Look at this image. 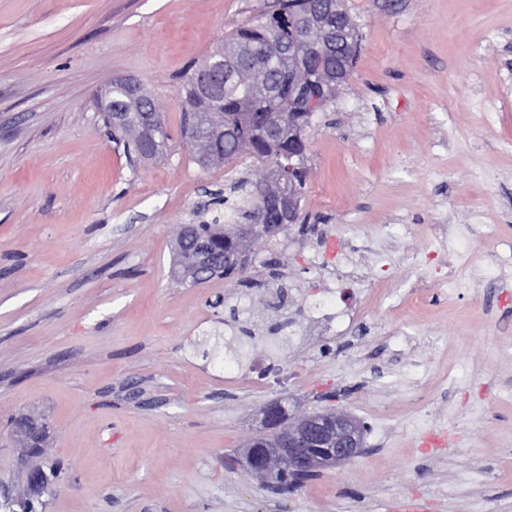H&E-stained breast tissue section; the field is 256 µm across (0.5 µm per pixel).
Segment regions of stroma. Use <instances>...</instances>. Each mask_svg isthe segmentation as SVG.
<instances>
[{
	"mask_svg": "<svg viewBox=\"0 0 512 512\" xmlns=\"http://www.w3.org/2000/svg\"><path fill=\"white\" fill-rule=\"evenodd\" d=\"M269 0H0V481L58 474L40 512H512V303L496 281L424 308L436 224L473 213L512 238V0H347L361 54L307 132L304 223L254 251L245 280L177 283V225L255 180L244 156L201 171L181 142L190 66ZM157 100L166 156L144 163L96 105L114 79ZM363 244L361 280H324L302 245ZM498 239L455 238L461 268ZM360 302L343 337L289 343L302 302ZM440 347L427 349L424 337ZM287 369L265 384L257 360ZM370 427L365 451L295 494L251 480L237 450L262 409H324ZM50 437L24 460L9 419ZM11 437L18 439L25 437L27 439L36 437H45L46 426L41 418L31 414H20L13 417Z\"/></svg>",
	"mask_w": 512,
	"mask_h": 512,
	"instance_id": "1",
	"label": "stroma"
}]
</instances>
